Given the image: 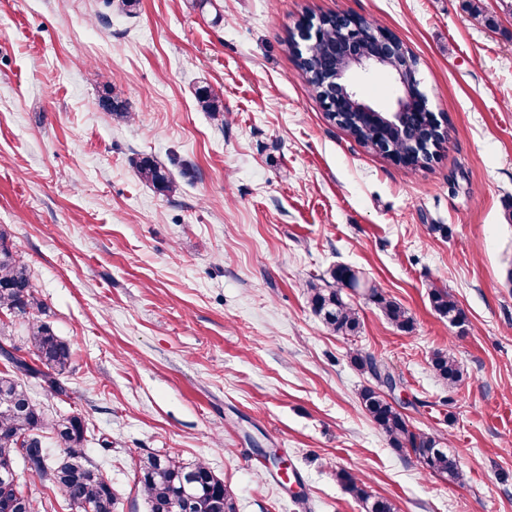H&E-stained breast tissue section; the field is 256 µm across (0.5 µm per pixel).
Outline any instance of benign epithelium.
Listing matches in <instances>:
<instances>
[{
    "label": "benign epithelium",
    "instance_id": "benign-epithelium-1",
    "mask_svg": "<svg viewBox=\"0 0 512 512\" xmlns=\"http://www.w3.org/2000/svg\"><path fill=\"white\" fill-rule=\"evenodd\" d=\"M299 38L306 42L305 52L324 51L333 58V78L322 89L327 110L338 117L348 111L360 112L370 125L387 132L399 129L406 116L413 115L423 130L440 134L439 144L446 143V131L441 129L437 116L429 109L425 96H418L406 87L399 91L393 110L381 112L346 79L356 69L368 73L386 71L398 76L415 72L413 58L399 51V39L392 33L373 24L352 23L339 29L331 41L325 39L318 27L302 28Z\"/></svg>",
    "mask_w": 512,
    "mask_h": 512
}]
</instances>
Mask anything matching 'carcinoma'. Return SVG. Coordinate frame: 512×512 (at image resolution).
Here are the masks:
<instances>
[{"instance_id": "carcinoma-1", "label": "carcinoma", "mask_w": 512, "mask_h": 512, "mask_svg": "<svg viewBox=\"0 0 512 512\" xmlns=\"http://www.w3.org/2000/svg\"><path fill=\"white\" fill-rule=\"evenodd\" d=\"M296 66L305 74L329 70V62L321 55L293 53ZM198 105L215 120H224V105L220 95L212 90L198 93ZM102 106L120 121L132 118V112L119 95L108 92ZM356 141L369 146L370 129L352 112L341 124ZM433 134H427L410 124L400 135L384 137L388 150L408 158V165L428 166L434 159L436 146ZM134 166L139 179L170 196L178 185L171 173L150 156L138 157ZM307 288L308 303L325 326L341 336H355L361 328L360 316L350 297L360 295L375 304L384 317L397 329L407 331L413 322L406 309L387 298L378 286L365 279L361 272L346 265H336ZM430 297L434 310L452 323L465 321V314L446 288L433 287ZM0 310L29 320L25 346L0 344V512H48L46 505L20 485L16 470L22 459L26 470L38 478L44 487L56 489L69 501L76 512H115L117 497L112 484L103 476L85 452L89 427L80 414L47 421L29 392L20 383L24 377L38 383L53 399L69 396L60 380L71 363L69 346L44 322L38 320L43 302L33 281L30 268L13 251L8 228L0 226ZM354 365L368 372L375 384L360 391L361 404L377 428L386 436L392 448L411 452L432 473L448 475L451 481L464 479L455 456L441 448L444 437L417 430L407 416L388 401L382 388L394 390L397 379L387 366L358 350L352 352ZM436 377L447 387L461 380L460 368L449 354L436 352L431 359ZM51 431L56 447L63 457L55 462L46 450L45 431ZM337 480L355 498L365 504L366 512H396L395 504L372 496L362 477L341 469ZM148 512H166L178 503L181 512H236L234 499L224 480L208 466L186 465L167 452L149 451L139 459V478Z\"/></svg>"}]
</instances>
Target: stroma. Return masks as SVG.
<instances>
[{
    "instance_id": "1",
    "label": "stroma",
    "mask_w": 512,
    "mask_h": 512,
    "mask_svg": "<svg viewBox=\"0 0 512 512\" xmlns=\"http://www.w3.org/2000/svg\"><path fill=\"white\" fill-rule=\"evenodd\" d=\"M0 0V225L30 266L40 316L72 350L81 414L116 512H147L143 453L202 462L237 512H365L336 472L398 512H512V0ZM353 12L400 38L447 141L411 169L359 144L292 60L304 16ZM495 26H488L487 18ZM220 94L223 122L197 103ZM133 120L103 112L106 92ZM147 154L179 185L136 175ZM405 307L362 297L359 336L330 332L307 286L334 265ZM448 289L466 314L434 310ZM359 349L400 383L413 426L444 434L464 472L430 473L363 409ZM460 365L455 388L429 361ZM276 452L300 495L273 482ZM430 297L434 310L452 323L460 324L465 321V314L455 301L448 289L433 287Z\"/></svg>"
}]
</instances>
